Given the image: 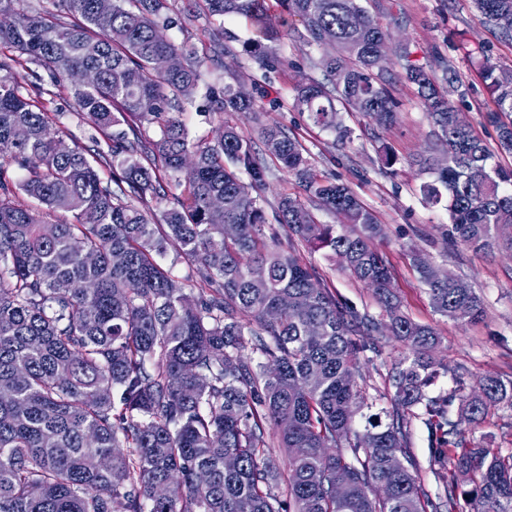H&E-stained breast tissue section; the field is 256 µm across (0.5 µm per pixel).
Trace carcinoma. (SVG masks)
Segmentation results:
<instances>
[{"label":"carcinoma","instance_id":"obj_1","mask_svg":"<svg viewBox=\"0 0 512 512\" xmlns=\"http://www.w3.org/2000/svg\"><path fill=\"white\" fill-rule=\"evenodd\" d=\"M0 0V512H512V454L470 445L462 425L512 405V379L482 377L469 394L427 398L439 376L433 329L400 311L391 271L375 242L377 216L339 182L313 173L303 145L275 124L259 130L264 156L235 127L192 143L174 117L197 89L200 68L186 41L162 35L166 0H45L34 11ZM62 3L70 20L51 6ZM186 17L244 18L259 38L243 44L259 64L274 58L280 31L268 0H185ZM304 27V43L326 49V81L301 74L295 108L342 140L344 109L387 126L396 102L383 66L388 33L364 0H279ZM480 24L512 39V0H471ZM476 60L494 97L486 115L498 149L512 153V81ZM416 86L437 147L420 159L433 180L421 192L444 206L448 244L475 253L512 252V169L471 126L457 122L450 96L394 52ZM161 57L174 60L160 68ZM36 66L50 83L81 71L74 105L102 135L93 151L50 132L47 90L21 91L20 71ZM211 111L248 112L251 100L230 84L208 93ZM131 118L159 127L157 139L129 138ZM112 157L119 192L102 185L93 160ZM285 167L307 198L342 217L319 223L301 198L284 195L276 221L290 237L339 262L372 292L384 317L337 297L316 268L266 243L258 189L265 158ZM25 170L19 182L13 169ZM184 181L177 206L156 224L138 204L163 199L169 180ZM41 209L16 204L17 192ZM64 211L74 222L49 223ZM175 241L195 266L188 288L158 261ZM434 312L460 323L484 306L462 279L430 277L423 251H410ZM408 347L389 372L390 406L365 412L360 356L387 340ZM460 400L457 415L449 407ZM424 404L431 458L451 475L432 499L409 451L412 408ZM288 449L274 458L264 424ZM236 458L227 468L224 460Z\"/></svg>","mask_w":512,"mask_h":512}]
</instances>
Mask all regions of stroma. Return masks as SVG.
<instances>
[{"mask_svg":"<svg viewBox=\"0 0 512 512\" xmlns=\"http://www.w3.org/2000/svg\"><path fill=\"white\" fill-rule=\"evenodd\" d=\"M383 7L376 15L387 29L392 41L410 43L417 59L432 71L436 79H444L446 67H453L466 93L454 104L464 112L470 125L489 147L497 145L495 127L486 115L495 108L493 97L476 75L469 58L458 51L459 43L482 45L491 64L512 71V40L504 39L481 26L474 16L469 0H381ZM167 14L174 21L171 38L194 44L199 54H211L214 44L223 41L224 30L237 35L230 53L221 61L209 63L200 70L198 91L180 116L190 140L214 139L221 121L235 124L240 134L254 140L258 127L275 123L292 137L299 139L308 152L314 172L322 178L340 179L357 198L373 210L387 236L377 242V249L392 267V289L401 311L413 321L430 326L439 345L434 352L437 362L447 365L426 390L427 396L444 397L450 390L470 391L481 376L512 379V255L502 252L476 254L464 246H449L444 232L449 224L446 211L424 203L420 186L427 177L418 161L436 143L433 127L419 100L415 87L402 76L397 59H390L387 70L392 75L391 93L397 102L399 118L395 125L384 128L359 113H344L345 125L351 128L350 139L339 144L333 133L314 126L293 104L292 83L297 73L322 79L319 62L323 48L306 45L299 35L300 21H292L283 30L276 46L277 60L261 67L247 54L243 41L253 31L244 20L222 26L219 19L184 20L182 0H167ZM243 87L252 97L254 111L250 114L225 113L224 117L209 115L207 88H223L225 84ZM55 112L53 126L66 128L81 147L93 148L95 129L74 108L69 80L52 85ZM389 147L397 156L393 168H384L379 160L380 147ZM495 160L503 168H512V154L496 150ZM268 173L261 192L269 221L264 226L267 242L287 244L285 228L272 219L282 195H301L294 176L275 162H268ZM294 254L301 263L314 266L333 293L355 305L361 312L381 316L382 310L370 289L353 279L339 265L327 260L320 251H311L295 243ZM427 253L431 261L454 276L469 280L484 304V316L478 322L461 324L436 315L424 286L409 259L411 248ZM406 353L405 346L389 340L381 356L361 360L362 382L367 402L386 406L391 388L386 381L392 365ZM466 437L474 443L512 453V407L492 410L480 424L468 426ZM410 452L418 464L421 483L436 491L447 465L430 460L428 431L421 419H414Z\"/></svg>","mask_w":512,"mask_h":512,"instance_id":"obj_1","label":"stroma"}]
</instances>
